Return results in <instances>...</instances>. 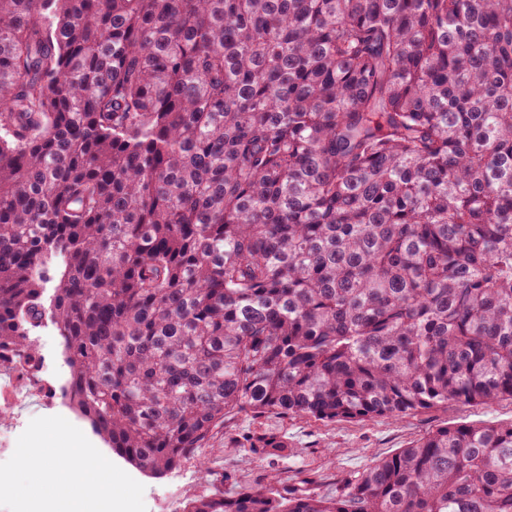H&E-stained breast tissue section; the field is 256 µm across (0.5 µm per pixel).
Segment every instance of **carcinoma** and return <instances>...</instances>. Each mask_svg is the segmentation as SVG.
Wrapping results in <instances>:
<instances>
[{
  "label": "carcinoma",
  "mask_w": 512,
  "mask_h": 512,
  "mask_svg": "<svg viewBox=\"0 0 512 512\" xmlns=\"http://www.w3.org/2000/svg\"><path fill=\"white\" fill-rule=\"evenodd\" d=\"M47 320L62 399L151 475L232 413L512 400V0H0L17 370ZM226 479L182 512H512V423L334 494Z\"/></svg>",
  "instance_id": "obj_1"
}]
</instances>
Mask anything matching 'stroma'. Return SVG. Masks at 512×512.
Here are the masks:
<instances>
[{
    "label": "stroma",
    "instance_id": "35a3bbf8",
    "mask_svg": "<svg viewBox=\"0 0 512 512\" xmlns=\"http://www.w3.org/2000/svg\"><path fill=\"white\" fill-rule=\"evenodd\" d=\"M34 345L43 363L37 381L14 382L12 375L0 377V388L12 387L14 397L5 401L0 430L12 433L16 447H49L58 427L80 440L87 458L109 457L116 470L112 500L119 512H182L187 501L206 495L210 475L227 474L225 490L239 485L266 483L278 474L282 487H298L310 477V490L332 492L342 480L362 472L375 459L390 455L446 424L506 423L512 421V401L502 400L449 410L430 411L404 418H375L356 422L324 423L312 418L229 415L204 450L203 462L192 460L161 477L146 474L120 456L94 431L90 421L72 410L61 398L60 390L69 378L63 358L61 338L53 323L39 329ZM267 433L288 441V454L275 460L262 449L241 448L237 442L246 435ZM26 470L19 467L16 455L0 457V487L10 499L0 502V512H35L37 504L29 489Z\"/></svg>",
    "mask_w": 512,
    "mask_h": 512
}]
</instances>
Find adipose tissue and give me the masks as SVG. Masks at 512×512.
I'll use <instances>...</instances> for the list:
<instances>
[{"label": "adipose tissue", "instance_id": "1", "mask_svg": "<svg viewBox=\"0 0 512 512\" xmlns=\"http://www.w3.org/2000/svg\"><path fill=\"white\" fill-rule=\"evenodd\" d=\"M19 465L30 471L34 490L75 498L92 488L102 494L112 491V463L108 459L87 462L80 448L67 433H58L49 451L40 455L21 452Z\"/></svg>", "mask_w": 512, "mask_h": 512}]
</instances>
